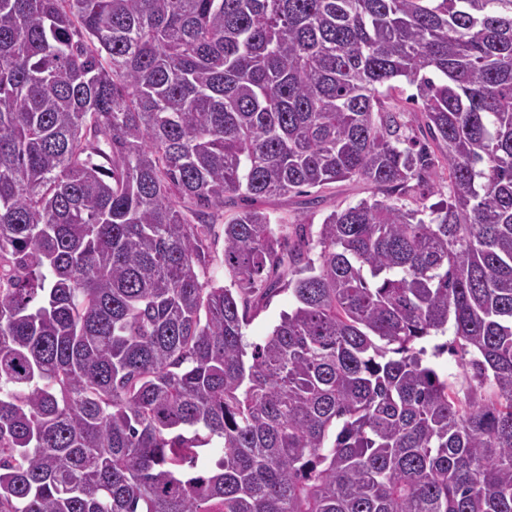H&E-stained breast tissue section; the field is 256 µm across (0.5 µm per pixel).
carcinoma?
Masks as SVG:
<instances>
[{"instance_id":"cac0c4a2","label":"carcinoma","mask_w":512,"mask_h":512,"mask_svg":"<svg viewBox=\"0 0 512 512\" xmlns=\"http://www.w3.org/2000/svg\"><path fill=\"white\" fill-rule=\"evenodd\" d=\"M0 512H512V0H0ZM397 85L400 86V89L403 91H395L392 93V97L390 102L392 105H396L400 109L404 110L405 112L410 115L411 119L413 120L414 128L416 130L417 136L424 141V138L420 131L418 130V123L416 119H420V112H419V106L421 105V100L417 98V89L415 86H410L406 83L397 82ZM415 95V100H413L410 96ZM409 111V112H408ZM312 196L320 195L323 202L319 207L313 209H303L304 196H291L281 198L271 204H266V208L271 214L274 224H303L311 222L313 231H316L318 224L335 207L346 208L357 204L360 200L372 196L373 189L361 179H351L332 183L323 187L317 193V188L311 189ZM294 307V299L288 290L274 296L245 328V336L248 343H260L272 331L279 322L280 315L284 311H290ZM438 372L454 382L456 388L465 385V376L460 364L458 356H453L450 352H446L439 358L432 359Z\"/></svg>"}]
</instances>
